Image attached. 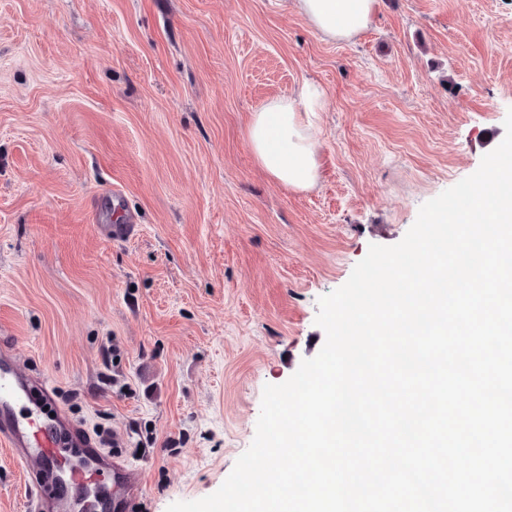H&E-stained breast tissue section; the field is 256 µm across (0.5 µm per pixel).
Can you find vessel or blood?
Instances as JSON below:
<instances>
[{
	"mask_svg": "<svg viewBox=\"0 0 512 512\" xmlns=\"http://www.w3.org/2000/svg\"><path fill=\"white\" fill-rule=\"evenodd\" d=\"M0 446L25 465L27 512H133L141 485L137 468L104 457L91 434L59 409L47 379L21 371L0 351ZM112 472L116 504L90 497L95 476Z\"/></svg>",
	"mask_w": 512,
	"mask_h": 512,
	"instance_id": "1",
	"label": "vessel or blood"
}]
</instances>
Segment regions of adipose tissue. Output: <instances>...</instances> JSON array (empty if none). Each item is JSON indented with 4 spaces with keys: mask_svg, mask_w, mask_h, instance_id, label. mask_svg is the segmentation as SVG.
Instances as JSON below:
<instances>
[{
    "mask_svg": "<svg viewBox=\"0 0 512 512\" xmlns=\"http://www.w3.org/2000/svg\"><path fill=\"white\" fill-rule=\"evenodd\" d=\"M297 9L323 38L347 41L368 24L375 0H296ZM324 93L303 83L293 95L272 99L254 112L248 140L259 165L292 189L313 187L319 177L310 113L320 111Z\"/></svg>",
    "mask_w": 512,
    "mask_h": 512,
    "instance_id": "obj_1",
    "label": "adipose tissue"
}]
</instances>
